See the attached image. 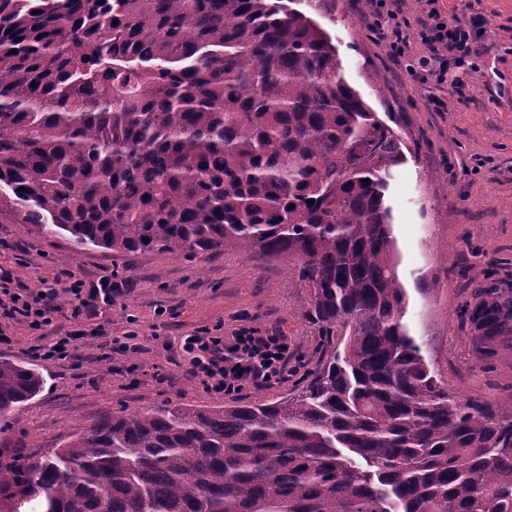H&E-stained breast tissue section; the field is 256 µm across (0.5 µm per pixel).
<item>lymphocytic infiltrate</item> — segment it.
<instances>
[{"label":"lymphocytic infiltrate","mask_w":512,"mask_h":512,"mask_svg":"<svg viewBox=\"0 0 512 512\" xmlns=\"http://www.w3.org/2000/svg\"><path fill=\"white\" fill-rule=\"evenodd\" d=\"M416 2L420 17L414 24L404 13L403 0H369L370 14L376 25L388 26L389 52L393 58L405 61L408 74L441 85L448 80L449 60L460 61L470 55L471 43L484 21L452 22L444 16L439 0ZM414 37L426 48L422 55L409 53ZM130 289V281H118L111 275L92 285L58 277L36 292L9 293L7 299H0V314L22 317L31 329L42 331L53 323L59 293L70 296L71 316L80 320L100 315L104 307ZM173 345L184 359L187 377L210 393L239 394L286 381L289 375L288 339L277 332L247 329L227 339L199 329L178 337Z\"/></svg>","instance_id":"lymphocytic-infiltrate-1"}]
</instances>
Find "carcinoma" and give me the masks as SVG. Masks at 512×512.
<instances>
[{"label": "carcinoma", "instance_id": "1", "mask_svg": "<svg viewBox=\"0 0 512 512\" xmlns=\"http://www.w3.org/2000/svg\"><path fill=\"white\" fill-rule=\"evenodd\" d=\"M326 0H0V221L80 249L293 265L322 341L288 396L108 416L0 463L31 512H512V402L456 395L402 322L395 131L339 74ZM495 272L457 312L512 341ZM0 359V430L42 392Z\"/></svg>", "mask_w": 512, "mask_h": 512}]
</instances>
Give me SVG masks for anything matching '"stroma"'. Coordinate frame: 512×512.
Returning a JSON list of instances; mask_svg holds the SVG:
<instances>
[{
  "label": "stroma",
  "instance_id": "1",
  "mask_svg": "<svg viewBox=\"0 0 512 512\" xmlns=\"http://www.w3.org/2000/svg\"><path fill=\"white\" fill-rule=\"evenodd\" d=\"M443 11L487 22L466 62L452 64L447 84L405 73L379 40L364 0H336L328 29L341 73L404 144L387 191L398 276L407 295L403 318L438 379L461 394L512 401V345L481 369L456 313L483 281L488 263L512 284V0H440ZM96 282L118 273L132 293L102 316L74 322L60 295L55 335L84 330L77 360L51 364L29 357L41 343L26 323L0 317V357L37 369L43 391L0 431V456L17 441L44 452L112 412L163 403L219 407L286 397L315 370L320 341L304 315L308 288L282 262L230 251L187 259L158 251L78 249L30 224L0 223V275L10 290L35 292L61 272ZM196 328L224 337L255 328L287 336V381L241 395L205 392L162 341ZM135 334L137 352H110L113 338Z\"/></svg>",
  "mask_w": 512,
  "mask_h": 512
}]
</instances>
